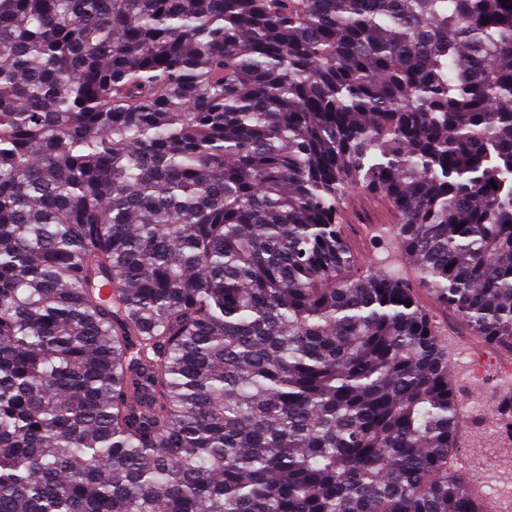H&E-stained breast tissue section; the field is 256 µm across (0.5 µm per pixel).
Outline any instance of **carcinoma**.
Instances as JSON below:
<instances>
[{
    "mask_svg": "<svg viewBox=\"0 0 512 512\" xmlns=\"http://www.w3.org/2000/svg\"><path fill=\"white\" fill-rule=\"evenodd\" d=\"M419 288L512 352V0H0V512H495Z\"/></svg>",
    "mask_w": 512,
    "mask_h": 512,
    "instance_id": "carcinoma-1",
    "label": "carcinoma"
}]
</instances>
